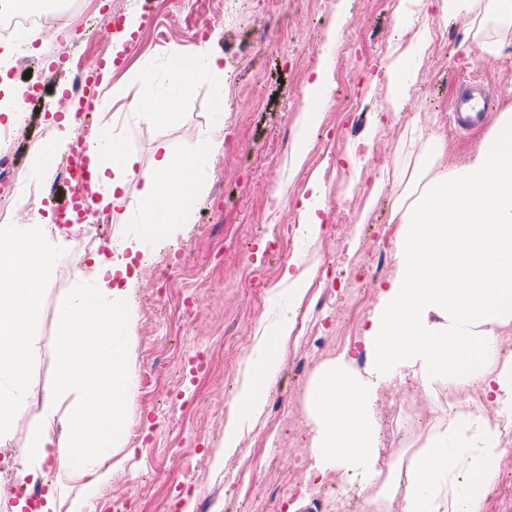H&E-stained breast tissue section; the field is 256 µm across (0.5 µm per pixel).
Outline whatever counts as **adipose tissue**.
<instances>
[{"label": "adipose tissue", "instance_id": "obj_1", "mask_svg": "<svg viewBox=\"0 0 512 512\" xmlns=\"http://www.w3.org/2000/svg\"><path fill=\"white\" fill-rule=\"evenodd\" d=\"M441 20L465 21L481 35L486 54L512 42V0H437ZM224 76L220 58L191 52L173 69L164 97L143 95L135 105L160 125L181 119L180 104L192 79ZM415 137L425 155L407 181L392 214L398 224L397 273L379 292L363 328L367 357L356 367L349 353L327 361L308 388L309 450L315 476H340L368 492L370 512L401 497V512H478L496 481L506 448L501 432L512 427V353L500 338L512 328V106L499 113L484 142L465 161L442 165L445 142L432 130ZM92 212L131 201L138 216L130 251L145 242L174 239L188 223V201L205 190L201 176L212 153L224 146L216 125L202 152L178 154L158 143L149 167L110 133L109 124L87 140ZM138 188L127 198L129 182ZM122 254H96L89 286L73 288L61 311L57 385L45 398L38 426L22 450L20 479L44 478V465L60 467L49 482L42 512H85L88 500L132 456L127 448L128 409L134 400L131 345L135 339L137 275ZM65 241L51 215L31 209L26 223L0 225V451L12 444L29 398V369L38 354L34 328L48 278L65 269ZM311 271H286L288 305L277 333L251 353L224 428V447L238 446L239 423L260 413L281 363L279 347L291 336ZM411 375L428 395L437 389L478 386L496 417L449 414L406 465H378L373 411L382 385ZM81 494H73V484Z\"/></svg>", "mask_w": 512, "mask_h": 512}]
</instances>
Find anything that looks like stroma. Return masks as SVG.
<instances>
[{
    "label": "stroma",
    "mask_w": 512,
    "mask_h": 512,
    "mask_svg": "<svg viewBox=\"0 0 512 512\" xmlns=\"http://www.w3.org/2000/svg\"><path fill=\"white\" fill-rule=\"evenodd\" d=\"M98 18L91 27L48 28L46 43L26 70L0 62L15 82L47 89L59 54L74 40L89 43L80 65L91 70L112 55V13L130 14L135 0H90ZM281 0H157V26L142 31L126 67L112 81L123 90L113 107L115 135L150 165L158 142L178 153L196 151L216 121L224 123V147L208 160L206 191L193 202L192 223L180 225L175 244L161 243L152 257L138 256L141 286L134 349L135 399L129 407L135 455L86 512H363L360 497L345 490L326 493L337 479L319 482L307 462L309 421L304 391L317 370L342 352L364 365L362 326L378 293L396 273L397 225L392 210L402 194L404 168L421 147L412 143L413 125L433 126L448 151L445 162L462 161L512 102V42L483 56L479 39L463 21H441L437 8L418 0H305L288 20V33L272 36ZM347 15L338 25L339 15ZM426 30L422 59L403 57L391 39L395 25ZM205 47L228 66L222 82L197 77L181 105L178 125H156L132 102L151 77L154 94L164 93L177 57ZM401 60V80L410 94L400 118L385 114L388 75L370 74L363 55ZM330 58L332 71L359 94L350 112L338 108L330 89L323 119L303 130L297 124L306 104L311 73ZM482 84L494 100L478 127L458 130L452 119L464 85ZM322 185V230L309 237L298 213L310 181ZM378 196H371L375 182ZM45 180L32 178L21 163L13 186L0 185V225L21 224L28 199L42 195ZM135 214L120 207L105 214L93 234L79 233L67 244V261L82 266L93 251L119 243L133 228ZM298 258L316 276L285 350L275 386L260 417L246 423L239 445L224 450L226 395L236 394L248 356L260 337L274 335L280 309L288 303L282 280L289 260ZM267 280L263 295L247 283ZM75 283L68 274L50 278L35 328L38 355L30 369L32 397L16 424L14 447H23L38 423L41 401L56 384L61 307ZM190 302L182 311L181 299ZM313 324L325 347L317 349L305 324ZM209 349L215 365L190 378L197 348ZM484 410L466 393L427 397L421 384L405 378L387 388L377 404L385 460L423 447L443 423L449 406ZM193 471H182V454ZM311 486L303 496L294 486Z\"/></svg>",
    "instance_id": "obj_1"
}]
</instances>
